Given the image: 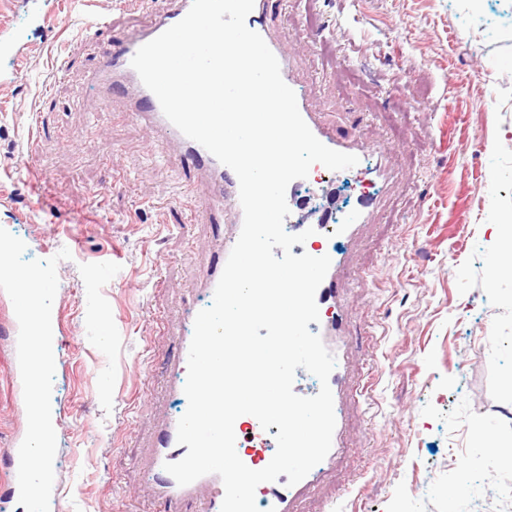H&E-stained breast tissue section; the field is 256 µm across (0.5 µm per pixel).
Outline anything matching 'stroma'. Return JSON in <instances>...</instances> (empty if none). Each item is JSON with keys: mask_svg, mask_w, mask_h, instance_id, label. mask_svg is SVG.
Listing matches in <instances>:
<instances>
[{"mask_svg": "<svg viewBox=\"0 0 512 512\" xmlns=\"http://www.w3.org/2000/svg\"><path fill=\"white\" fill-rule=\"evenodd\" d=\"M169 0H0V227L24 260L68 249L52 312L63 345L50 512H164L146 495L171 332L213 250L184 171L153 129L89 80L104 16L119 44ZM272 36L323 120L388 143L397 176L340 170L295 185L307 212L375 224L346 274L352 345L345 448L300 512H507L512 485V0H283ZM0 357V445L27 419Z\"/></svg>", "mask_w": 512, "mask_h": 512, "instance_id": "1", "label": "stroma"}]
</instances>
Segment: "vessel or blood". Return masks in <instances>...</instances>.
<instances>
[{"instance_id": "obj_1", "label": "vessel or blood", "mask_w": 512, "mask_h": 512, "mask_svg": "<svg viewBox=\"0 0 512 512\" xmlns=\"http://www.w3.org/2000/svg\"><path fill=\"white\" fill-rule=\"evenodd\" d=\"M191 3L192 0H171L170 8L148 31L135 35L124 44L116 46L111 41H104L99 50V64L94 77L107 91L112 90L113 86L130 83L133 89V99L128 108L130 118L155 125L160 134L161 145L177 146L178 151L174 159L187 170L189 187L202 192L204 197L201 207L202 216L216 229L214 252L201 258L205 273L201 291L210 298L214 295L229 254L239 237L238 232L227 234L223 231L225 212L229 211L237 215L242 212L238 178L229 167L221 164L202 145L183 135L165 117L157 97L143 85L131 66V60L137 50L180 21L188 12ZM279 7L280 0H255L246 24L248 28L259 33L264 41L269 42L271 51L279 61L281 76L284 82L291 86L294 85L295 80L290 58L280 44L273 42L270 30V19ZM297 104L304 121L323 144L331 149L357 156L360 163L356 170L360 173L365 170L364 160L370 157L375 158L376 178L387 179L388 153L381 140L356 138L339 131L333 125L324 123L317 113L311 110L305 96H298ZM378 206L377 197L370 194L361 195L349 223L332 224L327 219L321 218L314 226L315 234L319 237L337 238L345 243L354 240L361 229L371 223ZM328 255L331 266L315 294L319 319L309 323L308 328L321 337L326 348L336 358V366L329 377L336 418L332 446L326 458L299 483L289 484L288 477L284 474L280 475L277 481L261 483L257 488V498L263 503L265 512H296L297 500L318 487L328 470L335 464L343 448L345 426L343 400L348 383L351 355L347 339V301L343 288L347 262L340 250H329ZM197 313V308H189L184 324L179 327V354L169 381L171 393L179 398L184 395L188 350L192 339L188 326L194 322ZM234 432L236 450L240 459L254 470L266 467L274 455L271 443L278 432L277 427L262 429L255 417L244 415L236 420ZM20 444V438L16 437L12 439L9 447L0 450V466L5 469L8 476L7 488L13 495L19 492L17 471ZM187 451V446L177 442L176 419L166 420L160 427L151 449L150 483L157 487L167 505L177 506L186 501L191 503L197 501L201 504L200 512H221L225 489L218 475L208 474L189 485L181 486L165 471V463L179 461Z\"/></svg>"}]
</instances>
